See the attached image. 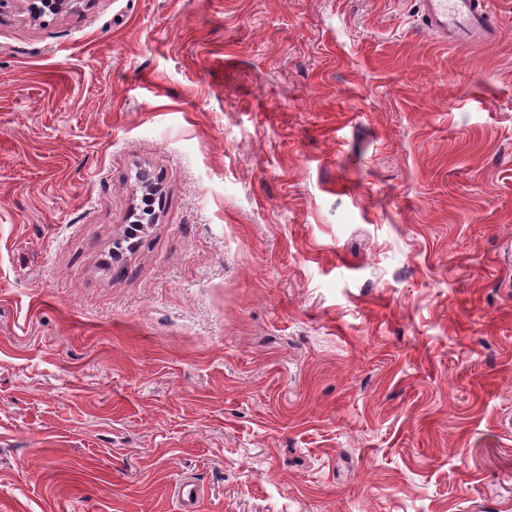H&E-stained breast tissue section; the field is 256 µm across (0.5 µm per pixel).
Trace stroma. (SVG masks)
<instances>
[{"label":"stroma","instance_id":"35a3bbf8","mask_svg":"<svg viewBox=\"0 0 512 512\" xmlns=\"http://www.w3.org/2000/svg\"><path fill=\"white\" fill-rule=\"evenodd\" d=\"M491 8L0 6V512H512ZM426 29L440 42L487 43L497 33L489 21V1L420 0ZM141 184H142L143 193L141 196L140 210H139V213L136 214V219L134 221H132L131 222L132 224H129L127 227V233L130 235L137 234L139 232L137 229L142 230L145 226L144 224H153L155 221L154 220L155 212L150 213V212H152L154 205L153 206H145L143 203V201L146 203H150L153 200H155V197L152 194V192H155L156 190L154 189L147 173L142 174ZM174 493L182 512H197L202 498L201 489L188 479H180L175 483Z\"/></svg>","mask_w":512,"mask_h":512}]
</instances>
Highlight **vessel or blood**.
Segmentation results:
<instances>
[{"instance_id": "1", "label": "vessel or blood", "mask_w": 512, "mask_h": 512, "mask_svg": "<svg viewBox=\"0 0 512 512\" xmlns=\"http://www.w3.org/2000/svg\"><path fill=\"white\" fill-rule=\"evenodd\" d=\"M427 30L440 42L487 43L497 33L489 21L488 0H420ZM181 512H198L201 489L188 479L174 486Z\"/></svg>"}]
</instances>
